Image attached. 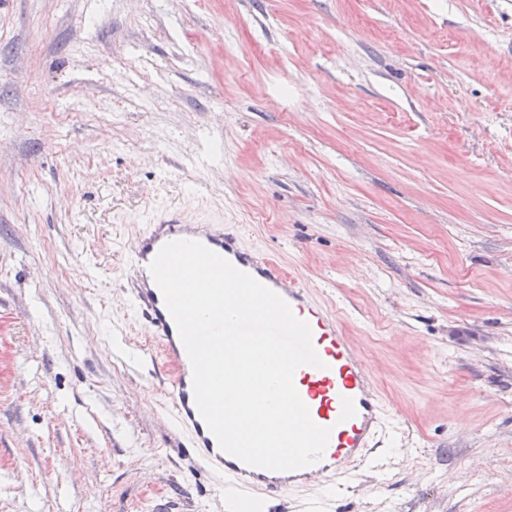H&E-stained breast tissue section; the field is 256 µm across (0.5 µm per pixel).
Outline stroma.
Returning a JSON list of instances; mask_svg holds the SVG:
<instances>
[{"label":"stroma","mask_w":512,"mask_h":512,"mask_svg":"<svg viewBox=\"0 0 512 512\" xmlns=\"http://www.w3.org/2000/svg\"><path fill=\"white\" fill-rule=\"evenodd\" d=\"M166 209L367 363L329 512H512V0H0V512H226L127 295Z\"/></svg>","instance_id":"stroma-1"}]
</instances>
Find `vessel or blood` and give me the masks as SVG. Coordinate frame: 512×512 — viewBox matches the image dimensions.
I'll use <instances>...</instances> for the list:
<instances>
[{"instance_id": "vessel-or-blood-1", "label": "vessel or blood", "mask_w": 512, "mask_h": 512, "mask_svg": "<svg viewBox=\"0 0 512 512\" xmlns=\"http://www.w3.org/2000/svg\"><path fill=\"white\" fill-rule=\"evenodd\" d=\"M177 239L201 242L278 293L293 313L310 325L313 346L323 365L298 368L294 385L314 423L331 430L328 445L316 463L275 472L247 466L220 450L197 410L188 354L149 271L160 248ZM130 259V299L153 335L159 337L164 359L174 370L167 389L169 415L188 433V460L222 475L225 497L236 498L259 489L267 497L282 498L301 485L328 482L367 452L376 433L390 429L391 422L383 411L372 376L337 316L273 262L245 246L230 227L200 224L187 218L183 211L168 210L146 225Z\"/></svg>"}]
</instances>
